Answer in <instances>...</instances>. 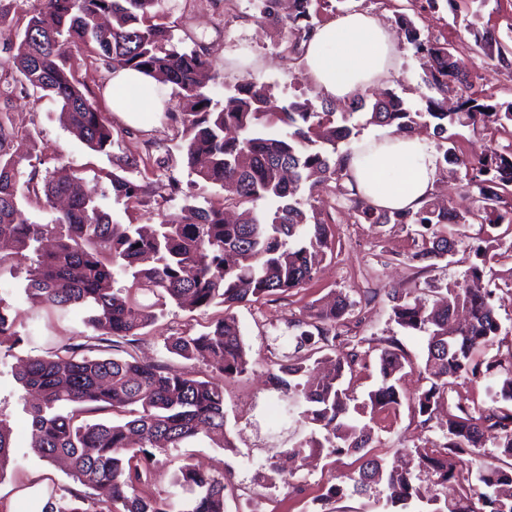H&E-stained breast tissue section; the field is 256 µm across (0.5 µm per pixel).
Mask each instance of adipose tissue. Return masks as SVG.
<instances>
[{
  "instance_id": "adipose-tissue-1",
  "label": "adipose tissue",
  "mask_w": 512,
  "mask_h": 512,
  "mask_svg": "<svg viewBox=\"0 0 512 512\" xmlns=\"http://www.w3.org/2000/svg\"><path fill=\"white\" fill-rule=\"evenodd\" d=\"M300 64L322 98L347 102L396 72V36L376 14L351 10L315 28ZM105 98L114 114L131 125L138 124L143 111L164 107L160 84L132 69L113 70ZM347 172L372 206L415 211L435 189L436 152L428 138L398 135L386 127L364 133L355 143Z\"/></svg>"
}]
</instances>
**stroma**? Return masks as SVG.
Here are the masks:
<instances>
[{
  "instance_id": "obj_1",
  "label": "stroma",
  "mask_w": 512,
  "mask_h": 512,
  "mask_svg": "<svg viewBox=\"0 0 512 512\" xmlns=\"http://www.w3.org/2000/svg\"><path fill=\"white\" fill-rule=\"evenodd\" d=\"M158 20L171 26L175 36L186 44L198 43L207 48L221 79L213 87L215 97H222L224 85L243 77L269 85L280 101L294 94L312 100L318 97L298 62L289 60L284 53L279 33L257 21L249 0H163ZM472 21L506 32L512 25V0H487L477 13L465 2L458 13L441 8L423 12L416 19L419 27L444 34L459 56L471 61L469 79L476 89L492 94L496 101L510 102L512 69L482 57L467 30ZM398 57V69L388 85L412 108H422L423 62L403 45L398 48ZM73 74L86 85L90 96L99 100L112 69L98 56L80 51L73 58ZM10 80V73L0 68V110L11 113L19 130L33 134L28 144L32 162L24 166V173H35L40 180L50 173L74 176L85 192H100L103 184L99 173L110 168V155L90 150L70 133L59 119L58 105L50 99L36 101L7 93ZM165 97L164 110L149 115L145 125L130 126L118 119L113 122L111 155L137 160L132 177L158 186L147 205L135 209L106 200L115 222L158 224L173 220L186 224L193 219L187 199L200 202L224 197L220 187L190 173L183 150L180 98L171 87L166 88ZM172 178L179 181L183 194L171 200L163 186ZM335 199L332 190L320 194L335 248L318 263L309 284L230 311L221 304L193 313L171 306L134 342L121 344V351L138 360L160 362L176 371L198 375L206 372V365L169 353L165 341L185 331L205 332L215 318L229 311L239 324L251 360L247 374L224 383L226 431L231 447H216L202 433L178 451L158 456L147 487L149 493L164 495L172 491L179 467L190 464L207 473L230 476L225 512H393L385 502L353 493L350 477L357 469L353 456L324 452L300 461L287 454L297 440L310 435L312 427L296 417L280 418L272 377L278 374L281 364L298 355L296 322L306 320L311 303L333 290L347 294L351 302L339 324L341 336L335 351L342 354L353 346L359 353L352 374L344 378L356 401H363L377 387L378 356L390 342H398L411 362L399 383L401 406L373 426L371 455L388 463L404 462L414 449L444 443L438 423H422L412 407L416 394L429 385L424 377L426 338L408 334L394 322L390 292L397 288L422 303H432L435 290L462 281L464 272L476 261L475 246L484 245L486 236L479 225H470L469 247L427 267L411 258L416 225L358 224ZM493 246L499 255L494 276L499 288L494 304L501 330L483 355L506 361L512 359V288L503 287L502 282L512 276V234H498ZM25 277L26 270L20 266L13 274L0 278V296L13 303L12 315L18 330L34 333L31 343L15 348L12 356L0 364V417L6 418L18 435L15 461L0 478V512H16L19 500L13 492L26 479L48 477L59 484L70 482L67 465L46 462L31 451V430L17 404L12 369L18 357L40 354L70 342L78 336L80 326L71 316L34 317L21 297ZM335 485L341 488L336 495L330 492Z\"/></svg>"
}]
</instances>
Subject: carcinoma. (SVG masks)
Returning a JSON list of instances; mask_svg holds the SVG:
<instances>
[{
	"mask_svg": "<svg viewBox=\"0 0 512 512\" xmlns=\"http://www.w3.org/2000/svg\"><path fill=\"white\" fill-rule=\"evenodd\" d=\"M161 0H22L27 23L11 55L3 64L14 86L24 96L50 98L60 104L63 124L90 149L109 153L113 125L108 113L76 81L69 48H86L112 68H131L160 77L181 96L188 116L185 150L189 167L205 160L196 174L206 183L224 188V202L196 208L191 224H118L103 206L112 199L126 206L146 205L147 185L124 172L135 160L118 157L103 172L100 196L78 194L66 179L34 177L22 180L25 157L11 151L21 137L9 113L0 111V240L12 252L0 253V274L14 270L35 256L23 288L30 308L65 316L76 312L89 331L83 343H65L28 356L14 378L19 401L34 435L33 452L45 461L57 456L70 463L69 476L85 488L49 486L46 512H224V474L203 473L191 465L180 467L178 492L156 496L145 491L155 453L179 448L206 433L219 448L232 447L224 433V380L249 370L240 328L231 314L216 320L200 334L180 333L166 339L168 352L196 359L211 374L192 376L163 364L141 363L134 357L91 356L97 342L136 336L153 325L167 305L195 312L214 303L231 309L264 297L288 294L314 277L317 253L332 249L328 222L315 205L320 188L335 183L338 198L356 224H415L413 238L418 261L445 259L464 244L460 228L479 224L486 235L507 226L512 230V141L478 157L467 155L448 127L495 126L512 136V101L496 102L468 82L467 64L452 52L447 39L421 29L409 14L397 12L394 22L403 42L416 56L428 60L423 82L429 94L424 108L412 109L388 88L364 92L354 99V110L369 108L366 123L390 126L397 133L432 129L441 141L440 170L464 174L476 209L461 213L435 195L416 212L378 209L344 185V159L358 137L349 124L351 113L336 112L324 102L317 107L297 96L273 104L269 88L248 78L224 88V101L213 99L203 77L212 71L209 54L188 48L163 23H155ZM258 21L275 27L286 38L291 60L318 25V0H253ZM479 50L502 66H512V34L491 29L471 31ZM281 125L285 131L273 135ZM41 192L51 219L36 224L24 218L19 198ZM308 192V208L300 192ZM269 207L258 210V202ZM249 205L238 221L225 219L226 206ZM54 239L53 249L43 242ZM480 263L472 265L462 282L447 288L433 305L423 307L398 290L392 293V313L398 325L427 339L425 371L430 386L414 401V409L429 423L445 402L454 380L470 375L493 381L488 408L457 402L448 410L446 442L439 448L414 451V468L388 470L380 460L363 453L371 429L351 413L376 416L401 404L397 389L405 368L403 351L390 345L379 356L380 381L360 405L342 387L345 367L354 363L350 352L336 358V369L318 378V361L305 355L280 365L275 385L285 401V412L317 425L322 437L310 435L289 453L328 448L333 453L357 454L361 464L352 477L353 492L369 496L386 484L391 506L407 507L420 497L415 480L430 471L437 481L458 482L459 456H471L479 481L493 489L483 496L491 512H512V470L486 460L480 452L484 433L498 435L501 455L512 458V365L500 359L480 358L500 332L492 304L494 291L474 289L491 268L495 255L484 248ZM122 282L118 288L117 282ZM152 295L146 303L142 296ZM12 305L0 296V348L10 352L33 339L16 329ZM350 308L340 293L310 307L300 344L313 337L327 344L338 338L336 325ZM112 414L117 421H90L92 414ZM15 433L0 418V478L14 461ZM104 488L101 502L93 492ZM431 512H476L467 497L444 502Z\"/></svg>",
	"mask_w": 512,
	"mask_h": 512,
	"instance_id": "cac0c4a2",
	"label": "carcinoma"
}]
</instances>
